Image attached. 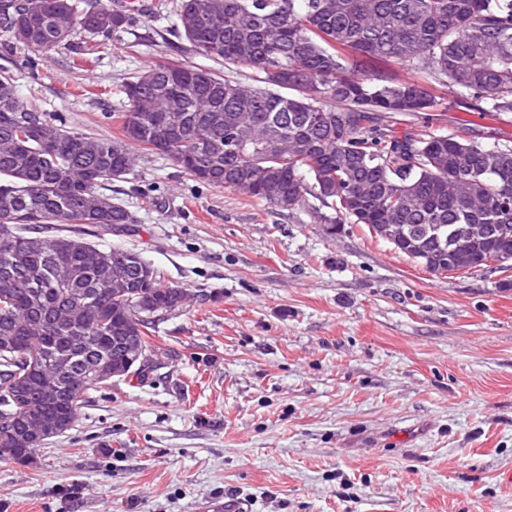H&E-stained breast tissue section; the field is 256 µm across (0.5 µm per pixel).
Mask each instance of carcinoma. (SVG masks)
<instances>
[{"label": "carcinoma", "mask_w": 512, "mask_h": 512, "mask_svg": "<svg viewBox=\"0 0 512 512\" xmlns=\"http://www.w3.org/2000/svg\"><path fill=\"white\" fill-rule=\"evenodd\" d=\"M198 0H175L172 34L184 50L220 59L248 81L209 68L156 62L128 80L118 138L77 132L20 103L12 76L0 74V336L19 337L24 353L45 354L60 341L77 351L123 360V337L147 348L158 322L123 301L75 324L51 319L61 295L79 300L112 281V248L92 241L104 224H135L112 199V182L136 163L132 147L161 150L196 180L235 189L283 210L318 201L319 223L364 224L412 262L443 275L498 263L512 268V146L482 145L462 135L401 133L400 118L436 108V86H458L472 107L512 113V0H204L209 17L196 29L185 15ZM125 10L79 0H0V29L33 54L70 46L101 53L130 26ZM403 62L436 85L392 73L357 72L355 57ZM251 112L238 132L245 149L224 151L232 117ZM39 116L44 136L30 138L25 116ZM288 142V148L281 142ZM485 224L486 237L456 239L461 266H448L443 230ZM131 289L159 306L183 291L127 251ZM36 271L38 292L14 286ZM13 363L0 362V397L14 391ZM103 381L59 403L70 422Z\"/></svg>", "instance_id": "carcinoma-1"}]
</instances>
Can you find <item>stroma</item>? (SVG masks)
Masks as SVG:
<instances>
[{"mask_svg": "<svg viewBox=\"0 0 512 512\" xmlns=\"http://www.w3.org/2000/svg\"><path fill=\"white\" fill-rule=\"evenodd\" d=\"M94 63L82 38L30 59L0 31L24 105L99 138L125 82L156 61L204 65L161 0ZM401 124L512 144V114L461 88ZM105 245L191 295L160 323L155 365L90 393L23 464L0 457V512H512V269L431 274L361 224L328 235L316 200L281 210L143 153Z\"/></svg>", "mask_w": 512, "mask_h": 512, "instance_id": "stroma-1", "label": "stroma"}]
</instances>
